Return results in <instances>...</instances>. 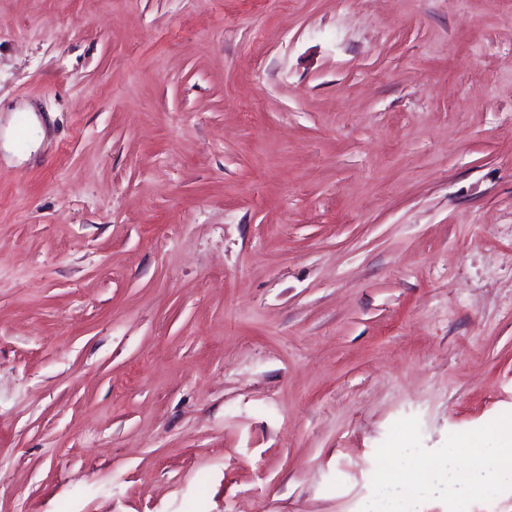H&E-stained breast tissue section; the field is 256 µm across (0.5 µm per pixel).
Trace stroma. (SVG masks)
Segmentation results:
<instances>
[{"label": "stroma", "instance_id": "obj_1", "mask_svg": "<svg viewBox=\"0 0 512 512\" xmlns=\"http://www.w3.org/2000/svg\"><path fill=\"white\" fill-rule=\"evenodd\" d=\"M0 512H361L512 413V0H0Z\"/></svg>", "mask_w": 512, "mask_h": 512}]
</instances>
